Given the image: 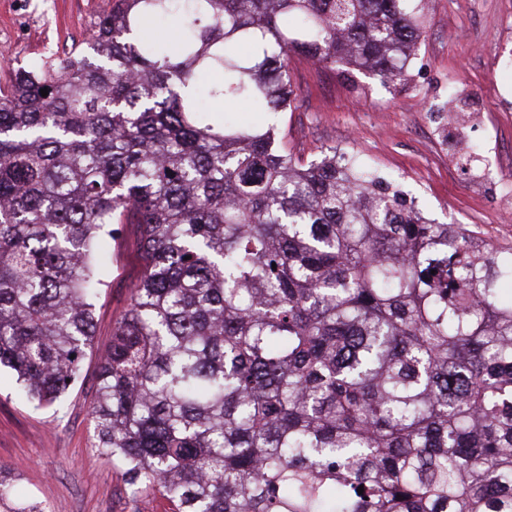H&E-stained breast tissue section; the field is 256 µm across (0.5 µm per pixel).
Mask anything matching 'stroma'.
I'll return each mask as SVG.
<instances>
[{
    "mask_svg": "<svg viewBox=\"0 0 512 512\" xmlns=\"http://www.w3.org/2000/svg\"><path fill=\"white\" fill-rule=\"evenodd\" d=\"M110 8V0H0V81L15 65L35 69L84 49ZM508 26L512 0H432L408 79L387 86L292 55L297 107L279 121L288 151L303 163L331 147L356 155L396 179L427 217L512 247V198L502 192L512 185V40L499 37ZM452 91L466 108L449 137L433 113ZM469 152L478 159L467 171L457 158ZM138 238V225L126 224L101 243L107 285L97 303L94 347L73 390L38 408L18 394L9 371L0 372V462L18 496L43 501L49 512L173 510L159 495L132 500L120 473L92 445L89 408L100 355L143 272Z\"/></svg>",
    "mask_w": 512,
    "mask_h": 512,
    "instance_id": "obj_1",
    "label": "stroma"
}]
</instances>
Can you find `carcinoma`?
<instances>
[{
	"label": "carcinoma",
	"instance_id": "carcinoma-1",
	"mask_svg": "<svg viewBox=\"0 0 512 512\" xmlns=\"http://www.w3.org/2000/svg\"><path fill=\"white\" fill-rule=\"evenodd\" d=\"M428 4L113 0L87 50L0 85V367L36 406L93 348L95 243L141 227L90 410L133 494L512 512V248L432 222L352 155L278 145L290 54L405 81ZM162 19L175 39L144 38ZM203 94L267 127L213 120ZM0 512L47 508L0 467Z\"/></svg>",
	"mask_w": 512,
	"mask_h": 512
}]
</instances>
